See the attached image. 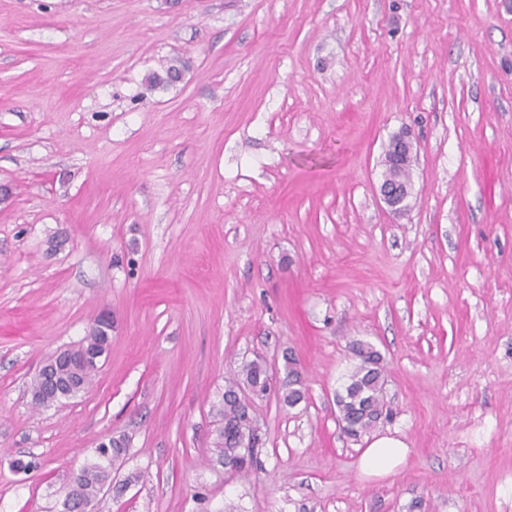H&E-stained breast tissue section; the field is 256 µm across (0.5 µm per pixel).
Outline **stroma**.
Instances as JSON below:
<instances>
[{
  "mask_svg": "<svg viewBox=\"0 0 512 512\" xmlns=\"http://www.w3.org/2000/svg\"><path fill=\"white\" fill-rule=\"evenodd\" d=\"M0 187V512L118 435L95 512H512V0H0ZM104 311L93 384L34 407ZM356 340L408 447L380 476L339 425ZM258 357L307 395L253 401L243 475L212 405ZM411 194V185L392 184L383 182L380 186V196L385 205L394 212L406 209V200ZM288 363V377L292 380L286 384L279 396V400L287 406H294L305 399V388L301 380V373L294 367V362L286 359Z\"/></svg>",
  "mask_w": 512,
  "mask_h": 512,
  "instance_id": "35a3bbf8",
  "label": "stroma"
}]
</instances>
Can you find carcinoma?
I'll list each match as a JSON object with an SVG mask.
<instances>
[{
  "mask_svg": "<svg viewBox=\"0 0 512 512\" xmlns=\"http://www.w3.org/2000/svg\"><path fill=\"white\" fill-rule=\"evenodd\" d=\"M181 78V69L171 65L164 73L153 72L147 81L155 86H167ZM112 337L100 326H92L88 336L78 346L68 350L74 365H61L57 371L62 378L76 383L74 394L87 390L99 370L95 356L109 351ZM357 364L342 389L336 391V405L346 423L345 434L358 438L372 429L381 416L387 413L384 401L385 375L381 366V354L372 345L356 341L351 347ZM288 376L292 380L286 384L279 400L294 406L305 399V388L301 373L287 360ZM272 375L266 362L256 359L243 365L237 376L225 382L224 392L213 405L219 426L216 429L212 460L219 465H233L237 472L247 475L257 469V434L252 432V424L247 416L243 393L264 397L270 391ZM34 405L47 407L62 399V396L49 390L42 377L32 383ZM128 439L120 435L110 437L95 448L96 460L85 465L73 477L71 483L77 488L78 499L90 503L96 500L98 492L112 483L115 463L125 456Z\"/></svg>",
  "mask_w": 512,
  "mask_h": 512,
  "instance_id": "carcinoma-1",
  "label": "carcinoma"
}]
</instances>
